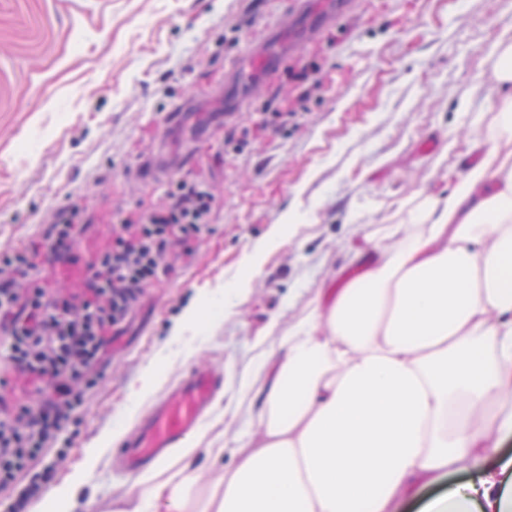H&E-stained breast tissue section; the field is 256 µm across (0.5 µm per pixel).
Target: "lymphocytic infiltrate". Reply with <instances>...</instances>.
<instances>
[{"label":"lymphocytic infiltrate","mask_w":512,"mask_h":512,"mask_svg":"<svg viewBox=\"0 0 512 512\" xmlns=\"http://www.w3.org/2000/svg\"><path fill=\"white\" fill-rule=\"evenodd\" d=\"M215 202L198 176L179 180L155 205L122 214L112 240L89 262L75 253L79 206L45 225L37 245L0 251V360L23 386L0 395V500L7 512H27L44 477L45 456L66 420L85 403L110 343L149 284L170 270L173 254L191 256L209 229ZM75 271L65 288L42 277V265Z\"/></svg>","instance_id":"lymphocytic-infiltrate-1"}]
</instances>
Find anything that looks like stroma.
<instances>
[{"mask_svg": "<svg viewBox=\"0 0 512 512\" xmlns=\"http://www.w3.org/2000/svg\"><path fill=\"white\" fill-rule=\"evenodd\" d=\"M283 6L0 0V249L37 242L76 203L89 219L77 243L87 259L112 236L108 215L161 200L185 172L216 195L194 254L145 288L115 336L63 455L35 464L49 470L50 490L84 469L72 512H114L140 483L122 471L118 438L190 370L224 371L198 447L247 429L239 389L254 342L278 350L318 290L358 272L356 251L372 239L391 245L389 227L424 198L448 195L476 160L468 142L503 93L492 47L512 37V0H360L289 57L317 85L283 72L253 84L236 117L246 144L197 145V130L228 127L225 67L280 22ZM287 111L298 115L287 132L269 127ZM244 279L248 293L224 315L225 289ZM191 308L199 321L186 322Z\"/></svg>", "mask_w": 512, "mask_h": 512, "instance_id": "1", "label": "stroma"}]
</instances>
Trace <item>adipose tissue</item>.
Wrapping results in <instances>:
<instances>
[{
	"mask_svg": "<svg viewBox=\"0 0 512 512\" xmlns=\"http://www.w3.org/2000/svg\"><path fill=\"white\" fill-rule=\"evenodd\" d=\"M478 160L426 200L397 242L368 244L358 274L243 371L272 372L210 482L192 468L133 489L132 512H396L465 467L424 512H512L483 467L512 435V95L469 145Z\"/></svg>",
	"mask_w": 512,
	"mask_h": 512,
	"instance_id": "obj_1",
	"label": "adipose tissue"
}]
</instances>
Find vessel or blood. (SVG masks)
<instances>
[{
  "mask_svg": "<svg viewBox=\"0 0 512 512\" xmlns=\"http://www.w3.org/2000/svg\"><path fill=\"white\" fill-rule=\"evenodd\" d=\"M358 0H329L327 12H318L312 0H285L286 22L297 20L310 26L331 24L355 10ZM280 27L269 28L266 38L257 40L229 67L224 75L226 109L240 112L248 100L233 95L232 90L254 72L273 74L281 63L272 51L273 43L281 41ZM224 387L221 370L192 371L184 383L178 384L145 415L135 434L122 445L127 472L140 473L153 465L169 449L182 447L186 437L194 432L210 408L213 399Z\"/></svg>",
  "mask_w": 512,
  "mask_h": 512,
  "instance_id": "obj_1",
  "label": "vessel or blood"
}]
</instances>
